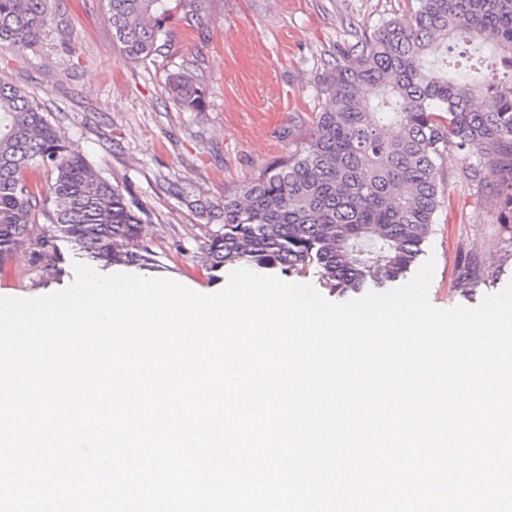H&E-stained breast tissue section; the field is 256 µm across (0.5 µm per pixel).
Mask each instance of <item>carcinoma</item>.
<instances>
[{"label":"carcinoma","mask_w":512,"mask_h":512,"mask_svg":"<svg viewBox=\"0 0 512 512\" xmlns=\"http://www.w3.org/2000/svg\"><path fill=\"white\" fill-rule=\"evenodd\" d=\"M49 2L0 0V48L36 43L52 20ZM417 2L409 18L385 22L341 53L321 81L324 105L305 145L223 204L200 206L209 221L200 244L208 273L244 263L311 275L342 294L389 288L433 233L447 191L443 166L454 158L468 161L465 176L477 185L497 171L501 223L512 224V0ZM170 12L166 0H107L120 54L149 60ZM459 40L490 45L491 80L439 70ZM165 85L184 111L203 109L187 77L171 74ZM32 168L49 175L43 193L26 179ZM143 216L69 150L27 92L0 78V264L24 245L58 258L64 241L106 269L152 268Z\"/></svg>","instance_id":"obj_1"}]
</instances>
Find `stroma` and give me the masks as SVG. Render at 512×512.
<instances>
[{
  "label": "stroma",
  "mask_w": 512,
  "mask_h": 512,
  "mask_svg": "<svg viewBox=\"0 0 512 512\" xmlns=\"http://www.w3.org/2000/svg\"><path fill=\"white\" fill-rule=\"evenodd\" d=\"M54 21L37 44L0 49V77L34 97L79 152L149 214L144 240L155 274L212 294L225 285L201 267L198 202L222 203L307 139L323 75L341 49L384 22L409 16L416 0H200L196 13L165 21L159 51L126 61L112 45L106 0H51ZM190 73L205 95L200 112L169 97V74ZM444 167L450 196L435 213L424 252L434 254L429 289L439 308L473 307L512 281V229L497 205ZM474 257L472 285L461 283ZM63 277L46 278L45 256L19 250L0 265V297L35 298L68 286L75 251L62 247Z\"/></svg>",
  "instance_id": "35a3bbf8"
}]
</instances>
